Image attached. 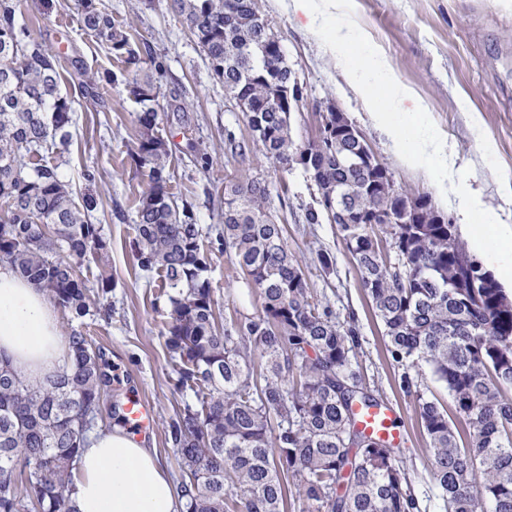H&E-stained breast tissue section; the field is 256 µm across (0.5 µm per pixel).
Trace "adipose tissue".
I'll return each instance as SVG.
<instances>
[{"label":"adipose tissue","mask_w":512,"mask_h":512,"mask_svg":"<svg viewBox=\"0 0 512 512\" xmlns=\"http://www.w3.org/2000/svg\"><path fill=\"white\" fill-rule=\"evenodd\" d=\"M328 50L351 57L356 82L372 95L373 115L396 151L413 157L428 155L438 169L453 174L447 144L436 141L428 128L415 124L402 108L410 91L386 61L360 45L346 47L340 39L326 40ZM476 194L459 197L455 213L475 254L487 251L490 239L505 249L492 265L495 278L512 288V225L482 218ZM68 347L58 317L42 289L0 267V358L33 380L62 367ZM71 498L78 512H179V490L154 449L121 428L91 435L73 471Z\"/></svg>","instance_id":"adipose-tissue-1"}]
</instances>
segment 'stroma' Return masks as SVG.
<instances>
[{
  "instance_id": "stroma-1",
  "label": "stroma",
  "mask_w": 512,
  "mask_h": 512,
  "mask_svg": "<svg viewBox=\"0 0 512 512\" xmlns=\"http://www.w3.org/2000/svg\"><path fill=\"white\" fill-rule=\"evenodd\" d=\"M16 19L32 37L60 56L61 89L76 103V123L67 150L51 155L64 181L93 195L91 220L109 243L99 263L85 273L89 288L99 274L112 278L103 298L110 313L88 321L85 331L119 371L120 385L101 405L109 413L126 393L151 403L156 435L146 441L171 473L179 467L166 432L190 400L175 391L165 348L167 315L156 300L160 279L140 271L131 251L136 203L146 186L135 158L138 106L125 84L111 74L125 71L105 45L84 30L76 0H16ZM116 23L135 40L150 43L152 58L140 61L159 90V129L172 152L170 191L187 203L207 236L223 228L224 183L258 178L270 195L268 206L284 227L289 254L296 258L313 294L341 324H355L356 361L374 395L402 416L401 457L408 487L422 512L442 505L430 474V453L415 399L401 387L403 369L386 351L383 327L374 315L356 268L335 225L310 224L307 208L315 189L302 172H282L260 147L222 83L209 70L174 0H102ZM257 12L279 37L288 65L303 87L302 108L293 113L297 137L317 138L326 104L341 108L389 168L397 187L431 198L454 216L457 196L476 190L482 207L512 225V0H354L349 21L332 20L329 34L362 40L382 54L414 96L408 111L420 113L433 134L453 151L455 175L445 179L429 157L403 161L377 128L371 107L343 73V63L308 31L309 20L292 14L288 0H254ZM247 142L244 155L225 146L226 133ZM330 254L324 271L320 254ZM212 286L218 322L258 314L262 300L248 288L228 255L213 254Z\"/></svg>"
}]
</instances>
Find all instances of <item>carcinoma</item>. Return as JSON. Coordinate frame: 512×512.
Returning <instances> with one entry per match:
<instances>
[{
    "label": "carcinoma",
    "instance_id": "obj_1",
    "mask_svg": "<svg viewBox=\"0 0 512 512\" xmlns=\"http://www.w3.org/2000/svg\"><path fill=\"white\" fill-rule=\"evenodd\" d=\"M183 21L224 89L257 108L243 117L265 155L283 171L299 167L302 149L321 168V197L306 220H336V185L358 191L347 208L380 221L337 230L361 275L387 351L415 393L443 512H512V301L483 266L470 261L454 224H389L402 198L384 187L363 192L369 172L348 170L342 157L356 141L336 143L330 123L320 143L295 139L291 113L278 102L288 78L284 54L272 47L269 23L254 0H177ZM83 27L117 60L152 57L99 0H78ZM57 55L16 21V3L0 0V266L44 288L56 308L82 320L101 315L82 267L108 249L97 203L76 193L57 167L24 158L70 140L74 100L62 93ZM140 111L136 155L148 186L136 209L132 250L137 266L162 274L165 347L173 387L190 391L169 425L180 468V512H284L288 476L314 512H421L404 488L399 453L359 426L355 403L380 402L353 367L355 326L338 321L310 292L288 254L284 228L259 179L224 184V228L211 246L229 255L263 300L262 313L219 328L203 228L169 191L170 153L159 134L151 77H124ZM69 356L35 382L0 360V512H75L72 468L93 432L112 386V364L82 326L66 336ZM264 363L255 370L254 351ZM448 391L468 426L463 440L436 398L419 389V365ZM26 484L19 488L15 474Z\"/></svg>",
    "mask_w": 512,
    "mask_h": 512
}]
</instances>
